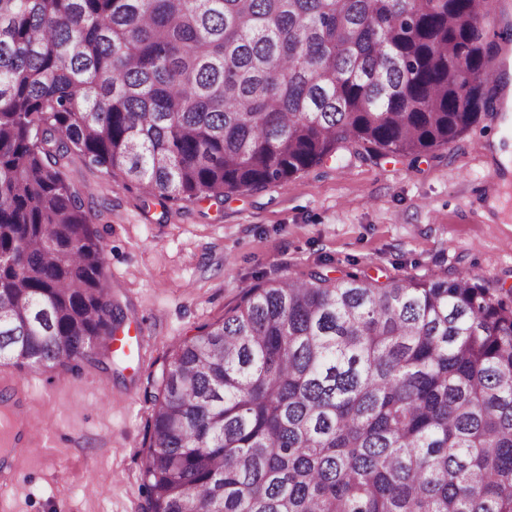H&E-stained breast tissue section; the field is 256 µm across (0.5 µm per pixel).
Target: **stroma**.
I'll return each instance as SVG.
<instances>
[{
  "mask_svg": "<svg viewBox=\"0 0 512 512\" xmlns=\"http://www.w3.org/2000/svg\"><path fill=\"white\" fill-rule=\"evenodd\" d=\"M512 124L496 113L449 147L417 158L365 161L339 151L287 183L224 203L148 200L137 185L68 156L63 169L94 217L107 254L118 335L139 337L109 369L21 371L44 437L11 463L1 496L8 512H146L141 480L152 395L171 350L222 320L259 278L367 275L421 278L436 272L512 288V184L501 183L497 147ZM499 194L503 215L488 213Z\"/></svg>",
  "mask_w": 512,
  "mask_h": 512,
  "instance_id": "stroma-1",
  "label": "stroma"
}]
</instances>
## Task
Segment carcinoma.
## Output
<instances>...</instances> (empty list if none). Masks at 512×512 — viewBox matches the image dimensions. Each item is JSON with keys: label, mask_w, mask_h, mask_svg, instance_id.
<instances>
[{"label": "carcinoma", "mask_w": 512, "mask_h": 512, "mask_svg": "<svg viewBox=\"0 0 512 512\" xmlns=\"http://www.w3.org/2000/svg\"><path fill=\"white\" fill-rule=\"evenodd\" d=\"M483 0H0V363H100L121 317L59 161L221 200L494 111ZM147 512H512V291L261 279L170 354Z\"/></svg>", "instance_id": "cac0c4a2"}]
</instances>
